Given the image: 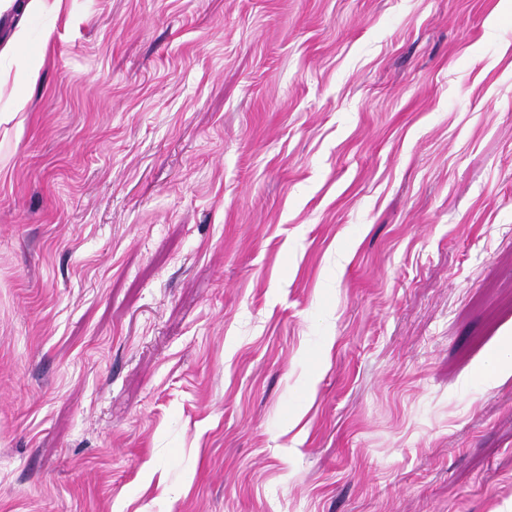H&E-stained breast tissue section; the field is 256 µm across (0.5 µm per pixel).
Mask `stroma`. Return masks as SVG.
<instances>
[{
	"mask_svg": "<svg viewBox=\"0 0 512 512\" xmlns=\"http://www.w3.org/2000/svg\"><path fill=\"white\" fill-rule=\"evenodd\" d=\"M20 102L0 512H512V0H0Z\"/></svg>",
	"mask_w": 512,
	"mask_h": 512,
	"instance_id": "1",
	"label": "stroma"
}]
</instances>
